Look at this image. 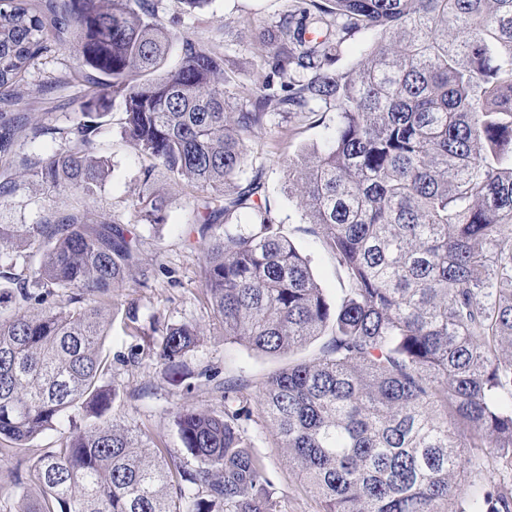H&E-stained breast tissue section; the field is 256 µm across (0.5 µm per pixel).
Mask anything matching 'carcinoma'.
Instances as JSON below:
<instances>
[{"mask_svg": "<svg viewBox=\"0 0 512 512\" xmlns=\"http://www.w3.org/2000/svg\"><path fill=\"white\" fill-rule=\"evenodd\" d=\"M257 49L268 67L240 92L214 47L174 35L147 0H0V97L23 81L48 33L69 32L90 91L73 147L23 178L95 206L111 172L90 133L115 104L123 136L203 220L202 294L224 341L280 355L323 339L266 377L259 411L322 512H512V0H303ZM361 29L377 40L331 68ZM336 109L323 149L284 174L344 285L331 307L275 223L259 176L235 185L268 114ZM168 197L147 189L133 223L159 226ZM245 209L251 222L231 224ZM224 218V232L206 235ZM0 438L70 436L20 477L14 512H281L248 425L242 379L224 412L170 410L193 471L113 422L120 396L102 346L109 298L140 261L139 237L84 213L0 225ZM176 366L198 330H159ZM496 457L498 480H481Z\"/></svg>", "mask_w": 512, "mask_h": 512, "instance_id": "cac0c4a2", "label": "carcinoma"}]
</instances>
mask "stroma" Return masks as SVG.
<instances>
[{"instance_id": "35a3bbf8", "label": "stroma", "mask_w": 512, "mask_h": 512, "mask_svg": "<svg viewBox=\"0 0 512 512\" xmlns=\"http://www.w3.org/2000/svg\"><path fill=\"white\" fill-rule=\"evenodd\" d=\"M294 0H209L204 9L189 10L183 0H149L157 22L165 29L189 39L217 45L224 56V73L232 86H248L261 72L266 60L252 44L293 5ZM80 63L72 48L55 45L31 67L13 96L0 100V127L15 126L18 138L9 154L0 155V181L17 178L21 160L38 161L72 146L74 130L81 120L77 101L88 85L77 73ZM123 113L113 108L109 122L93 134L101 154L112 163L111 174L94 209L95 214L124 224L131 220L132 200L142 191V178L151 162L142 158L123 139ZM336 125V110L323 105L315 111L281 117L272 115L261 133L251 137V161L247 174L261 172L272 214L282 231L308 257L314 277L329 302H336L342 282L336 262L319 238L309 231L282 173L285 159L296 157L323 144ZM33 126L47 128L46 136L30 140ZM154 182L165 186L171 204L164 223L153 228L138 225L142 263L126 287L112 295V326L104 350L112 363V375L125 390L121 402L112 407V417L168 448L176 462L186 469L196 460L182 447L170 415L174 404L184 403L222 411L224 401L218 389L224 379L248 380L246 393L257 400L265 377L288 363L307 357V349L279 356L258 355L240 345L224 341V332L214 320L201 290L199 261L195 245L201 236L194 222L189 187L166 185L162 172ZM60 212L82 209L74 196L51 201L41 186L25 184L9 195H0V224H37L49 204ZM190 324L200 331L197 349L185 356L192 373L189 385H174L162 362L152 356L150 344L157 339L154 324ZM139 334H132V327ZM249 434L256 451L264 456L273 489L283 512H321L320 503L306 485L285 465L271 433L261 416H254ZM54 432L26 448H9L0 439V499L10 496L15 477L34 482V462L46 449L64 439Z\"/></svg>"}]
</instances>
